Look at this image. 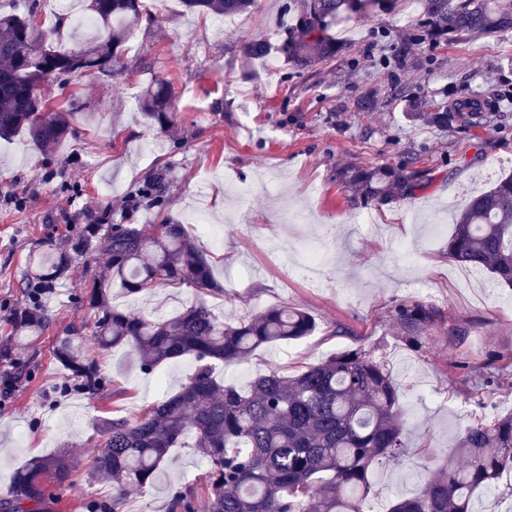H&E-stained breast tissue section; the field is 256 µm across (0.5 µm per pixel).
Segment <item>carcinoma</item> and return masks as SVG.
<instances>
[{
	"label": "carcinoma",
	"instance_id": "1",
	"mask_svg": "<svg viewBox=\"0 0 512 512\" xmlns=\"http://www.w3.org/2000/svg\"><path fill=\"white\" fill-rule=\"evenodd\" d=\"M84 11L101 28L78 51L52 40L66 19L52 27L29 18L38 15V0L25 11L0 13V139L24 130L32 142L48 149L68 136L63 115L35 111L42 69L27 62L38 57L54 66V79L72 73L96 77L122 68L123 46L132 26L151 19L144 0H85ZM188 12L217 17L243 14L257 0H181ZM426 19L417 38L451 40L470 34L494 35L512 29V0H425ZM395 0H287L288 26L284 51L304 68L337 57L339 46L327 31L342 19L389 9ZM270 51L263 39L244 46L249 60ZM170 91L160 83L147 91L144 115L160 130L173 119ZM485 107L476 100L458 101L453 109L422 112L416 103L408 116L446 128L462 113ZM336 179L354 188L365 204L382 203L416 188L408 163L398 168L340 167ZM166 191L155 176L137 189L133 206L159 208ZM99 250L107 267L92 272L80 289L79 302L93 315L91 336L101 350L129 346L139 354L140 369L183 357L194 369L180 389L150 405L136 419L104 418L98 423L100 450L92 476L112 483V501H91L86 512H124L130 488L156 484L170 449L192 440L191 448L209 468L199 487L175 489L169 512H367L371 494L369 472L399 465L414 451L405 441L404 393L385 365L363 349L338 352L291 376L276 370L256 377L242 389L218 379L216 370L249 360L262 347L297 341L311 335L315 320L306 312L273 306L232 325L199 301L170 318L135 316L113 304L112 289L134 298L162 286L189 285L210 294H224L213 272V257L201 249L182 224H114L108 214L78 224L56 246L43 242L30 254L21 286L28 302L11 318L13 343L0 349V364L22 372L28 361L17 351L38 338L48 324L40 291L49 292L78 258ZM448 257L460 265L483 270L499 284L512 287V176L474 197L456 218ZM440 318L422 302L403 303L394 310L409 342L419 344L424 330ZM79 329L57 338L53 354L66 369L72 388L92 399L108 384L97 361L84 353ZM512 472V412L486 420H467L457 433L456 447L445 465L426 475L417 491L396 498L388 512H472L478 489L493 490L501 474ZM71 464L63 453L34 458L14 474L9 491L0 495V512H41L47 486L69 484Z\"/></svg>",
	"mask_w": 512,
	"mask_h": 512
}]
</instances>
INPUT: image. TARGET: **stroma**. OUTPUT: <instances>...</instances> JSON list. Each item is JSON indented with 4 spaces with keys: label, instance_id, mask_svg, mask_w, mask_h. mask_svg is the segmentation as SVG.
<instances>
[{
    "label": "stroma",
    "instance_id": "obj_1",
    "mask_svg": "<svg viewBox=\"0 0 512 512\" xmlns=\"http://www.w3.org/2000/svg\"><path fill=\"white\" fill-rule=\"evenodd\" d=\"M147 2L152 18L126 42L118 75L76 74L44 93L46 112L74 115L65 142L42 150L23 132L0 140V344L27 300L20 280L38 243H60L89 212L108 211L117 224L169 217L219 256L223 295L163 287L133 303L116 296V304L171 317L203 300L231 323L278 305L309 313L313 335L225 372L242 388L269 370L292 375L347 349L367 350L390 367L409 390L404 412L417 454L371 471L369 501L387 512L422 473L443 464L463 420L512 410V288L448 257L456 215L512 175V29L415 45L424 8L396 0L389 13L334 26L343 57L302 70L281 51L284 0H258L223 19L187 12L180 0ZM254 38L271 52L248 65L241 47ZM161 81L171 87L174 114L164 132L141 110L144 91ZM470 94L489 107L466 123L440 128L406 115L413 100L433 111ZM367 95L377 104L363 112ZM407 159L417 190L381 204L361 206L336 179L340 167H397ZM158 173L168 186L164 209L119 207ZM105 262L97 251L72 265L42 299L50 325L27 349L26 370H0V390L11 391L0 406V493L29 459L70 457L71 485L51 490L44 512H84L88 500L111 499V483L90 478L99 419L138 417L193 369L187 357L147 374L130 349L90 344L108 378L105 391L94 399L65 391L53 346L71 327L91 326L77 297ZM411 301L443 315L417 345L393 317L396 305ZM496 356L507 363L499 384L479 392ZM206 471L192 450L172 449L156 487L128 491L125 512H167L171 490L199 483Z\"/></svg>",
    "mask_w": 512,
    "mask_h": 512
}]
</instances>
